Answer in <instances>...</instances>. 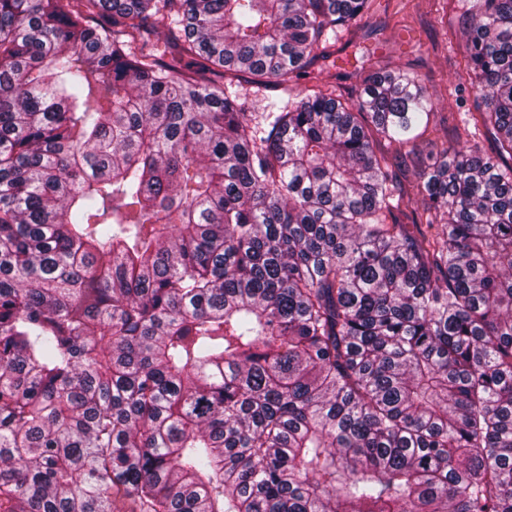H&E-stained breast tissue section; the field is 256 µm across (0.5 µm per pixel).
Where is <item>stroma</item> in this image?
Listing matches in <instances>:
<instances>
[{
    "mask_svg": "<svg viewBox=\"0 0 512 512\" xmlns=\"http://www.w3.org/2000/svg\"><path fill=\"white\" fill-rule=\"evenodd\" d=\"M468 5V0H373L363 20L340 33L333 59L321 62L318 78L301 76L260 85L245 74L239 78L238 91L253 112L263 111L270 99L287 104L291 94L318 84L329 88L338 99H347L361 84L354 74V52L359 46L372 51L370 67L418 75L432 97L434 116L428 131L416 140L406 165L397 172L404 193L396 216L402 223H410L413 215L427 207L417 188L421 168L432 163L443 143L461 128V116L474 111L479 96L474 87L458 92L452 84V73L463 59L465 44L458 19Z\"/></svg>",
    "mask_w": 512,
    "mask_h": 512,
    "instance_id": "1",
    "label": "stroma"
}]
</instances>
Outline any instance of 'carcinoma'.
<instances>
[{
	"mask_svg": "<svg viewBox=\"0 0 512 512\" xmlns=\"http://www.w3.org/2000/svg\"><path fill=\"white\" fill-rule=\"evenodd\" d=\"M369 0H0V512H512V0L433 102L246 111ZM165 29L164 46L155 42Z\"/></svg>",
	"mask_w": 512,
	"mask_h": 512,
	"instance_id": "carcinoma-1",
	"label": "carcinoma"
}]
</instances>
